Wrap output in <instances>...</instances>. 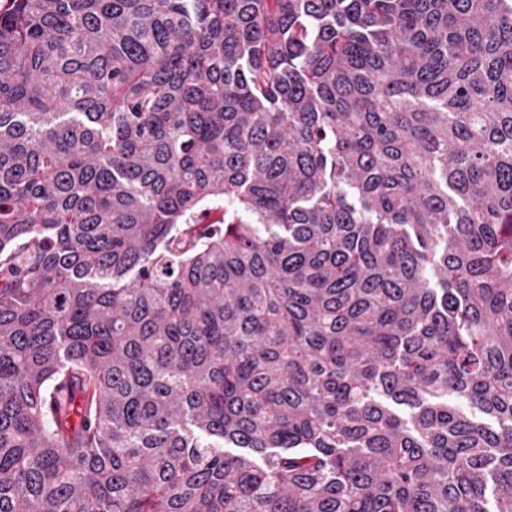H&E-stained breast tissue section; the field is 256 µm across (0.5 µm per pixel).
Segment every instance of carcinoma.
<instances>
[{"mask_svg":"<svg viewBox=\"0 0 512 512\" xmlns=\"http://www.w3.org/2000/svg\"><path fill=\"white\" fill-rule=\"evenodd\" d=\"M0 512H512V0H13Z\"/></svg>","mask_w":512,"mask_h":512,"instance_id":"1","label":"carcinoma"}]
</instances>
